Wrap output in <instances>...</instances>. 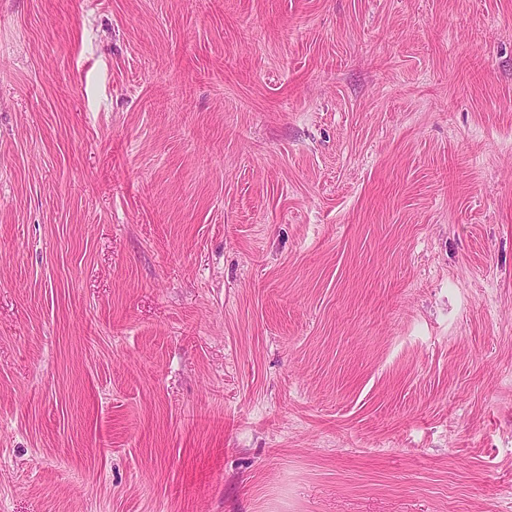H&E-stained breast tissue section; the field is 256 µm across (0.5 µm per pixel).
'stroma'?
Listing matches in <instances>:
<instances>
[{
	"mask_svg": "<svg viewBox=\"0 0 512 512\" xmlns=\"http://www.w3.org/2000/svg\"><path fill=\"white\" fill-rule=\"evenodd\" d=\"M0 512H512V0H0Z\"/></svg>",
	"mask_w": 512,
	"mask_h": 512,
	"instance_id": "35a3bbf8",
	"label": "stroma"
}]
</instances>
